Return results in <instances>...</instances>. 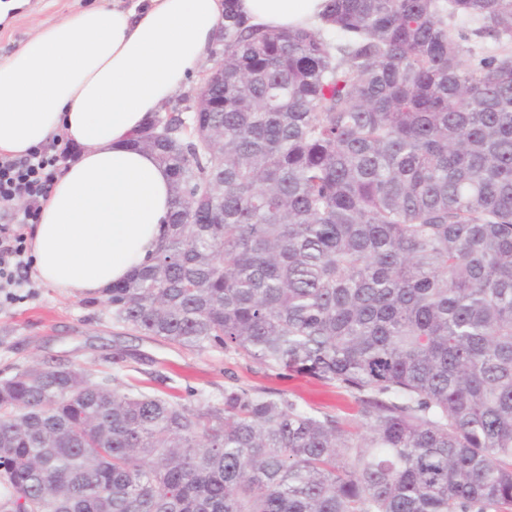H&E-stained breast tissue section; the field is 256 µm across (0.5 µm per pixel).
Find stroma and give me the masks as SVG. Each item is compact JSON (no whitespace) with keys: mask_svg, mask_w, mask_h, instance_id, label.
Masks as SVG:
<instances>
[{"mask_svg":"<svg viewBox=\"0 0 512 512\" xmlns=\"http://www.w3.org/2000/svg\"><path fill=\"white\" fill-rule=\"evenodd\" d=\"M93 0H28L0 23V55L15 51L46 19H60ZM39 364L94 371L97 381L125 390L220 403L225 387L287 393L300 407L353 419L357 405L345 389L304 376L278 375L258 363L209 348L188 351L127 330L105 299L67 296L40 281L21 302L0 307V380Z\"/></svg>","mask_w":512,"mask_h":512,"instance_id":"stroma-1","label":"stroma"}]
</instances>
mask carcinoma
<instances>
[{"label": "carcinoma", "instance_id": "1", "mask_svg": "<svg viewBox=\"0 0 512 512\" xmlns=\"http://www.w3.org/2000/svg\"><path fill=\"white\" fill-rule=\"evenodd\" d=\"M221 30L215 108L133 139L172 211L112 315L339 385L362 431L33 366L0 387V512H509L512 0H327L288 32L226 0Z\"/></svg>", "mask_w": 512, "mask_h": 512}]
</instances>
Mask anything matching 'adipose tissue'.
I'll list each match as a JSON object with an SVG mask.
<instances>
[{
	"instance_id": "adipose-tissue-1",
	"label": "adipose tissue",
	"mask_w": 512,
	"mask_h": 512,
	"mask_svg": "<svg viewBox=\"0 0 512 512\" xmlns=\"http://www.w3.org/2000/svg\"><path fill=\"white\" fill-rule=\"evenodd\" d=\"M325 0H238L274 29L318 23ZM224 0H112L49 19L0 56V154L65 133L67 162L29 241L36 278L67 295H103L149 264L167 233L171 179L134 136L196 80Z\"/></svg>"
}]
</instances>
